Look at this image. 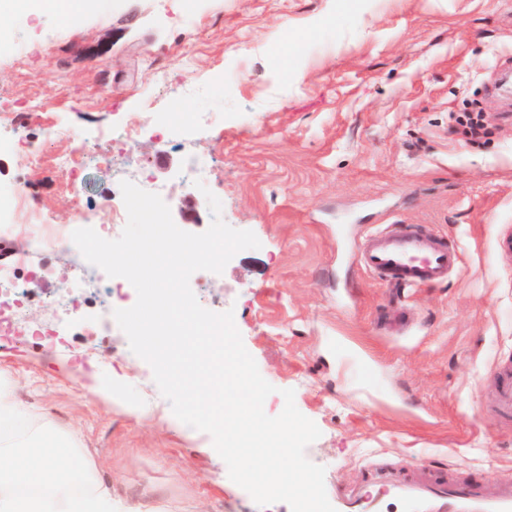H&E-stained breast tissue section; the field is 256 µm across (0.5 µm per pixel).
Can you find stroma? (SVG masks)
I'll return each instance as SVG.
<instances>
[{
    "mask_svg": "<svg viewBox=\"0 0 512 512\" xmlns=\"http://www.w3.org/2000/svg\"><path fill=\"white\" fill-rule=\"evenodd\" d=\"M70 27L45 11L0 17V103L43 105L28 139L47 154L94 144L95 162L67 190L50 166L0 154V189L27 178L26 231H0V269L30 253L40 282L26 313L50 319L45 298L77 264L72 250L41 247V227L73 213L97 219L115 184L168 187L175 224L204 232L206 193L224 220L261 246L219 274L192 275L198 302L233 311L244 345L321 436L307 458L326 481L352 480L378 455L404 466L456 463L463 478H512V425L495 407L496 363L512 361V95L492 94L512 65V0H107ZM170 66L166 83L153 68ZM477 101L491 135L466 141L453 120ZM211 112L212 125L174 141L145 131L149 113ZM60 124L48 141L43 130ZM106 138H98V131ZM211 155L203 189L174 179L186 155ZM419 224L459 246L446 282L403 292L356 261L369 233ZM95 295L66 323L67 348L23 334L0 347V379L30 415L12 428L33 436L42 418L75 434L112 490L116 512H291L258 507L230 480L209 434L137 416L129 405L156 390L148 363L120 328L90 334ZM56 356L49 364L48 356ZM89 360L118 373L123 399L92 393L59 369Z\"/></svg>",
    "mask_w": 512,
    "mask_h": 512,
    "instance_id": "obj_1",
    "label": "stroma"
}]
</instances>
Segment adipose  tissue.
<instances>
[{"label": "adipose tissue", "mask_w": 512, "mask_h": 512, "mask_svg": "<svg viewBox=\"0 0 512 512\" xmlns=\"http://www.w3.org/2000/svg\"><path fill=\"white\" fill-rule=\"evenodd\" d=\"M28 412L0 384V512H114L112 493L75 441L42 420L41 450L23 453L7 425Z\"/></svg>", "instance_id": "1"}]
</instances>
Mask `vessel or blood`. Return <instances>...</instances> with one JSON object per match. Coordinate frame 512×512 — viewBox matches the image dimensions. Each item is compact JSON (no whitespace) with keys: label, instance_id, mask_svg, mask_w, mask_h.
Instances as JSON below:
<instances>
[{"label":"vessel or blood","instance_id":"vessel-or-blood-1","mask_svg":"<svg viewBox=\"0 0 512 512\" xmlns=\"http://www.w3.org/2000/svg\"><path fill=\"white\" fill-rule=\"evenodd\" d=\"M358 261L362 268L397 288L447 281L460 263V250L446 238L409 224H391L369 234ZM496 408L512 419V363L494 367ZM327 497L336 512H512V479L469 482L453 466L424 460L400 467L367 462L358 480L332 485Z\"/></svg>","mask_w":512,"mask_h":512}]
</instances>
